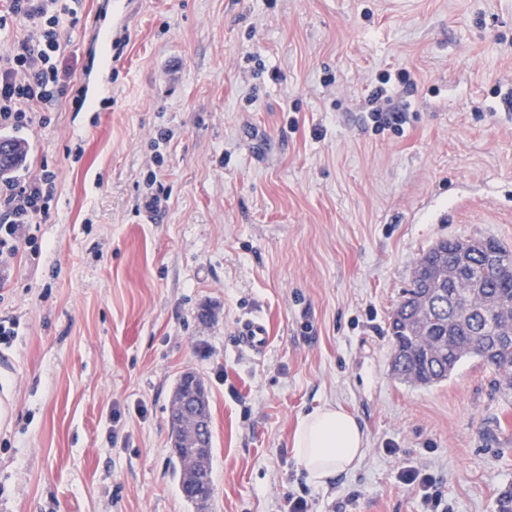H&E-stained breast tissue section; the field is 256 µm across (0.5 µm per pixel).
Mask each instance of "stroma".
<instances>
[{
    "mask_svg": "<svg viewBox=\"0 0 512 512\" xmlns=\"http://www.w3.org/2000/svg\"><path fill=\"white\" fill-rule=\"evenodd\" d=\"M78 18L59 66L83 97L19 135L18 175H59L0 303L19 323L0 345V512H192L169 422L187 370L210 401L209 512H288L291 494L425 512L407 461L452 512H495L512 390L476 357L399 380L388 323L434 243L512 249V0H80ZM381 85L402 132L368 118ZM253 317L260 355L238 343ZM327 401L368 448L315 486L291 436ZM238 341L241 347L254 354L265 352L269 343L266 326L261 319H248L237 327ZM398 479L403 485L418 492L424 505L431 509L429 512H450L448 504L444 505L442 510H438L442 505V498L434 489L436 480L433 474L423 465L414 462L404 463L398 471Z\"/></svg>",
    "mask_w": 512,
    "mask_h": 512,
    "instance_id": "1",
    "label": "stroma"
}]
</instances>
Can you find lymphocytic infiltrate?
I'll list each match as a JSON object with an SVG mask.
<instances>
[{"mask_svg": "<svg viewBox=\"0 0 512 512\" xmlns=\"http://www.w3.org/2000/svg\"><path fill=\"white\" fill-rule=\"evenodd\" d=\"M0 9V31L17 20L30 28L0 53V131H20L48 124L50 106L67 94L69 82L58 61L66 36L65 22L76 19L68 0H5ZM58 173L41 166L21 178H0V288L21 243L31 241V230L48 214Z\"/></svg>", "mask_w": 512, "mask_h": 512, "instance_id": "f902f5d3", "label": "lymphocytic infiltrate"}]
</instances>
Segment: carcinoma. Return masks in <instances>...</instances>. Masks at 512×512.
Instances as JSON below:
<instances>
[{
  "instance_id": "obj_1",
  "label": "carcinoma",
  "mask_w": 512,
  "mask_h": 512,
  "mask_svg": "<svg viewBox=\"0 0 512 512\" xmlns=\"http://www.w3.org/2000/svg\"><path fill=\"white\" fill-rule=\"evenodd\" d=\"M25 148L0 138V177L22 164ZM496 256L481 250L462 254L454 241L439 242L416 260L411 287L391 316L389 332L400 360L392 370L400 380L425 387L449 378L465 357L476 356L496 374V384L512 388V250L491 239ZM173 466L188 503L185 460L180 438L195 411L170 409Z\"/></svg>"
}]
</instances>
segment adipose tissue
<instances>
[{"label":"adipose tissue","mask_w":512,"mask_h":512,"mask_svg":"<svg viewBox=\"0 0 512 512\" xmlns=\"http://www.w3.org/2000/svg\"><path fill=\"white\" fill-rule=\"evenodd\" d=\"M366 436L356 418L341 405L324 403L302 414L292 437L293 454L311 484H327L354 470L366 450Z\"/></svg>","instance_id":"adipose-tissue-1"}]
</instances>
